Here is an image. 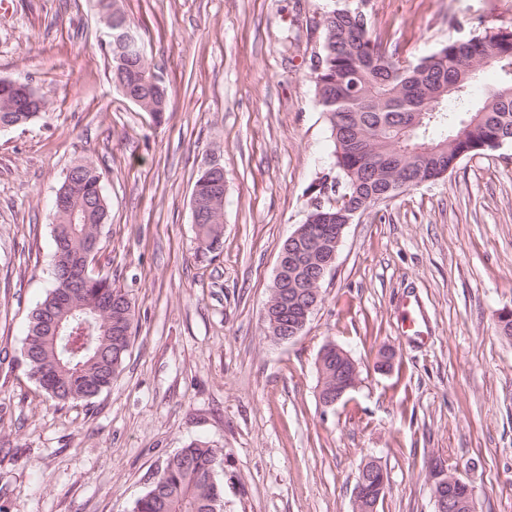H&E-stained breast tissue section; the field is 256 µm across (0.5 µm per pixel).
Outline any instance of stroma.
<instances>
[{
    "instance_id": "35a3bbf8",
    "label": "stroma",
    "mask_w": 512,
    "mask_h": 512,
    "mask_svg": "<svg viewBox=\"0 0 512 512\" xmlns=\"http://www.w3.org/2000/svg\"><path fill=\"white\" fill-rule=\"evenodd\" d=\"M169 91L162 123L126 100L99 49L96 0H13L0 79L46 110L0 131V512H133L190 440L223 448L224 512H353L358 470L379 461L377 512H434L428 466L512 512V144L460 161L349 224L297 338L264 335L283 241L334 169L309 59L330 0H120ZM372 34L415 60L460 24L512 27V0H369ZM98 167L109 217L93 268L135 306L112 387L59 404L21 351L52 286L49 211L69 169ZM224 169L220 249L197 252L192 191ZM415 298L431 334L402 336ZM360 372L336 406L318 356ZM396 353L381 372V349ZM329 355H336V359L327 364L329 374L335 378V387L327 383L325 374V362ZM336 362L342 364V368L336 372ZM320 374L319 399L323 406L332 407L359 384V370L351 355L338 345H329L323 348L318 358Z\"/></svg>"
}]
</instances>
